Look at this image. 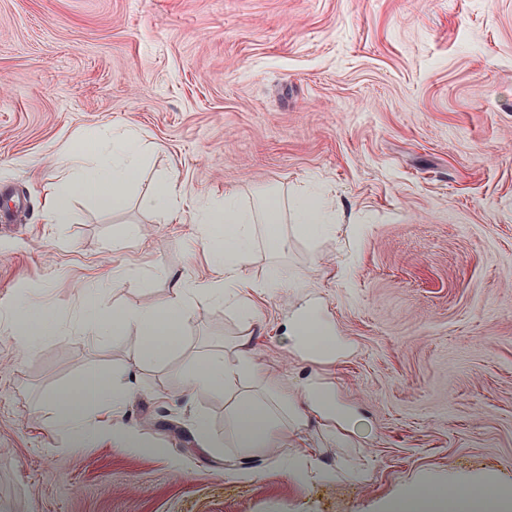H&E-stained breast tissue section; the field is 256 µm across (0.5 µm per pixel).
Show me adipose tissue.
Instances as JSON below:
<instances>
[{"mask_svg":"<svg viewBox=\"0 0 512 512\" xmlns=\"http://www.w3.org/2000/svg\"><path fill=\"white\" fill-rule=\"evenodd\" d=\"M140 156L137 135L131 130L91 153L76 148L65 162L68 176L59 180L45 201L44 223H66L70 200L76 194L92 198L105 209L120 208L139 170ZM207 221L211 226L207 254L213 281L190 283L175 275L167 297L160 303L122 310H110L93 302L89 286H80L77 296L84 335L94 338L132 328L142 338L141 359L165 357L181 344L192 294L206 292L227 300L249 290L241 266L256 240L259 225H274V232L267 235L271 249H284L288 242L285 234L277 230L285 217L276 199L267 201L260 210L246 211L228 195L222 205L209 212ZM288 333L289 352L305 353L326 363L335 362L341 352L339 338L323 333L317 307L305 306L297 317L291 318ZM253 336L252 330L243 331L234 343L233 356L211 353L182 374L188 390L223 391L224 430L238 454L248 459L270 453L289 435L306 429L314 417L324 422L328 438L351 443L357 419L337 399L335 391L313 381L297 386L288 373L269 371L259 358ZM126 401L125 391L108 388L105 376L91 371L76 388L53 399L51 422L77 444L93 436L114 448L146 453L147 445L139 431L121 418ZM502 492L499 481L493 477L440 480L423 475L405 485L395 502L400 505L408 501H440L447 503L450 512H471L474 502Z\"/></svg>","mask_w":512,"mask_h":512,"instance_id":"1","label":"adipose tissue"}]
</instances>
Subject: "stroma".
<instances>
[{
    "instance_id": "1",
    "label": "stroma",
    "mask_w": 512,
    "mask_h": 512,
    "mask_svg": "<svg viewBox=\"0 0 512 512\" xmlns=\"http://www.w3.org/2000/svg\"><path fill=\"white\" fill-rule=\"evenodd\" d=\"M127 126L143 159L125 206L78 195L42 223L69 150ZM169 179L175 217L149 202ZM308 188L338 232L291 229L278 252L257 237L250 298L193 295L168 356L141 362L133 330L82 333L76 284L117 269L99 303L152 306L169 274L210 279L206 205ZM2 213L0 512H381L423 472L512 492V0H0ZM20 300L56 324L23 355ZM310 300L347 345L334 365L288 352ZM250 324L269 369L334 387L357 447L313 424L269 456L230 448L223 393L187 394L179 373ZM89 371L127 391L122 419L156 454L49 424L48 399ZM309 449L351 472L295 480Z\"/></svg>"
}]
</instances>
